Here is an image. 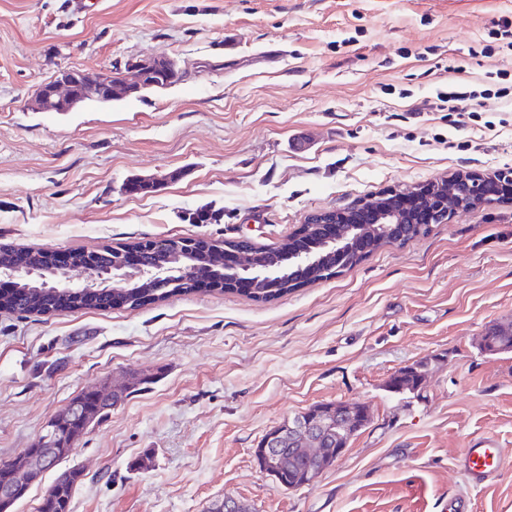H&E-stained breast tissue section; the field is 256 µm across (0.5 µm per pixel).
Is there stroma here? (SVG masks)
<instances>
[{
  "label": "stroma",
  "instance_id": "1",
  "mask_svg": "<svg viewBox=\"0 0 512 512\" xmlns=\"http://www.w3.org/2000/svg\"><path fill=\"white\" fill-rule=\"evenodd\" d=\"M0 0V247L95 251L146 239L285 246L308 215L458 174L512 172V0ZM148 55L181 80L108 106L38 112L62 68ZM478 91L472 113L438 93ZM137 175L159 190L125 195ZM208 209L211 220L191 216ZM512 202L269 302L197 291L138 308L0 311V462L81 392L121 400L60 469L72 512H512ZM426 364L420 390L389 392ZM369 423L310 486L282 488L256 449L308 408ZM482 437L506 466L486 488L455 462Z\"/></svg>",
  "mask_w": 512,
  "mask_h": 512
}]
</instances>
